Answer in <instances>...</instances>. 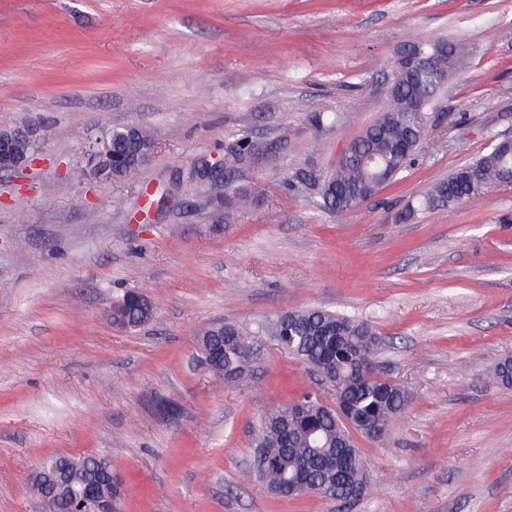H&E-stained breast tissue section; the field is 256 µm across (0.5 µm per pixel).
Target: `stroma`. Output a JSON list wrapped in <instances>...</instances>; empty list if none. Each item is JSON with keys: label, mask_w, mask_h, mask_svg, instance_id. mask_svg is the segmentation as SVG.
I'll return each mask as SVG.
<instances>
[{"label": "stroma", "mask_w": 512, "mask_h": 512, "mask_svg": "<svg viewBox=\"0 0 512 512\" xmlns=\"http://www.w3.org/2000/svg\"><path fill=\"white\" fill-rule=\"evenodd\" d=\"M437 37L476 54L398 179L341 221L286 188L379 118L400 47ZM319 104L340 128L309 122ZM131 123L151 162L83 177L89 143ZM1 125L42 150L0 174V512H43L30 473L56 454L107 457L118 512H512V388L486 378L512 356V184L398 218L512 137V0H0ZM241 129L236 179L268 199L228 224L224 179L183 174ZM132 291L153 318L113 324ZM311 307L370 322L412 395L384 442L355 435L356 501L247 476L262 414L320 389L270 333ZM222 323L255 338L236 388L198 360Z\"/></svg>", "instance_id": "35a3bbf8"}]
</instances>
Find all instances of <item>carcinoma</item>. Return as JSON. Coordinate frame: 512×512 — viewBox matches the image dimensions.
<instances>
[{"label": "carcinoma", "mask_w": 512, "mask_h": 512, "mask_svg": "<svg viewBox=\"0 0 512 512\" xmlns=\"http://www.w3.org/2000/svg\"><path fill=\"white\" fill-rule=\"evenodd\" d=\"M405 47L421 49L432 58V64L408 71L401 58H396L381 116L348 144L336 166L326 173L297 169L287 177L288 182L306 188L319 208L339 220L375 197L406 169L407 158L401 147H417L428 133V112L445 90L448 77L471 63L464 44L443 37L407 42ZM308 118L317 127L340 125L337 113L319 105ZM253 153L254 144L247 134L235 136L224 149L226 175L241 168ZM501 184H512V154L506 146H495L435 182L417 205L400 213V218L456 202H478ZM228 188L224 196V218L228 221L264 200L265 190L257 184L230 183ZM153 314V306L145 297L134 302L125 296L112 306V322L125 327L140 326ZM280 319L285 324L283 348L317 372L335 400L349 406L353 418L351 423H344L334 410L318 402V395L310 393L265 413L256 451L264 467H252V473L275 494L301 472L310 485L335 489L336 500H345L356 481L364 496L372 490V483L364 477L367 464L350 429L365 435L379 423L393 422L410 401V394L378 367L371 379L361 371L362 357L375 358L380 344L369 323L321 308L286 311ZM197 345L202 366L224 384L235 386L252 376L254 338L236 326L209 329ZM490 378L502 386L512 382L508 358L492 367ZM50 463L73 474L78 490H95L101 495L119 492L107 484L111 464L102 456L60 454L50 458Z\"/></svg>", "instance_id": "obj_1"}]
</instances>
